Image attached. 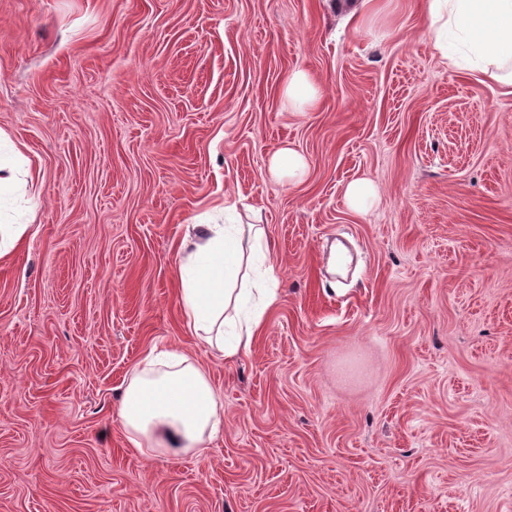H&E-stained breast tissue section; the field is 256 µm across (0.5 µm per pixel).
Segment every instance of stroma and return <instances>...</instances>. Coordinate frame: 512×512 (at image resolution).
Segmentation results:
<instances>
[{"mask_svg":"<svg viewBox=\"0 0 512 512\" xmlns=\"http://www.w3.org/2000/svg\"><path fill=\"white\" fill-rule=\"evenodd\" d=\"M0 136L43 184L0 199L31 227L0 258V512H512V95L446 64L424 0H0ZM223 204L278 272L231 359L175 277ZM155 347L219 398L203 455L128 441ZM281 95L289 109L305 112L317 106L321 90L306 72L295 71L286 78ZM308 165L305 158L292 146H283L270 158L267 173L282 182L297 183L307 175ZM344 197L348 206L353 210H366L376 197L375 184L368 177L354 179L346 185Z\"/></svg>","mask_w":512,"mask_h":512,"instance_id":"35a3bbf8","label":"stroma"}]
</instances>
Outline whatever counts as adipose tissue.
<instances>
[{
    "label": "adipose tissue",
    "instance_id": "adipose-tissue-1",
    "mask_svg": "<svg viewBox=\"0 0 512 512\" xmlns=\"http://www.w3.org/2000/svg\"><path fill=\"white\" fill-rule=\"evenodd\" d=\"M426 18L449 66V40L466 49L474 70L512 89V0H427ZM281 95L305 112L321 97L303 71L288 75ZM178 267L180 307L197 335L225 358L249 348L265 311L277 298L278 273L259 224H201ZM119 416L129 442L143 456H172L201 447L221 422L220 405L201 366L171 350L149 353L123 392Z\"/></svg>",
    "mask_w": 512,
    "mask_h": 512
}]
</instances>
